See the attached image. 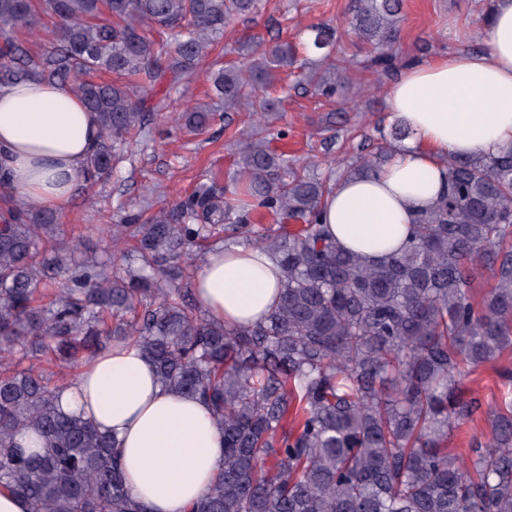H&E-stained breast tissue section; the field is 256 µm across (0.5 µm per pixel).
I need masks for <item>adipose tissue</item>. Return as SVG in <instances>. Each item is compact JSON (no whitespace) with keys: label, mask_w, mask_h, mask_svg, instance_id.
<instances>
[{"label":"adipose tissue","mask_w":512,"mask_h":512,"mask_svg":"<svg viewBox=\"0 0 512 512\" xmlns=\"http://www.w3.org/2000/svg\"><path fill=\"white\" fill-rule=\"evenodd\" d=\"M486 28V50L412 65L390 88L407 142L377 175L341 179L325 200L323 221L345 250L376 259L401 249L416 213L444 190L448 156L512 148V0H492ZM100 136L95 113L71 84L0 87V180L15 196L61 206ZM281 281L267 251L235 245L208 253L194 293L208 318L255 325L274 307ZM59 404L118 441L127 484L146 512H187L220 471L224 437L210 409L166 389L137 346L85 362Z\"/></svg>","instance_id":"adipose-tissue-1"}]
</instances>
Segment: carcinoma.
Here are the masks:
<instances>
[{"instance_id": "1", "label": "carcinoma", "mask_w": 512, "mask_h": 512, "mask_svg": "<svg viewBox=\"0 0 512 512\" xmlns=\"http://www.w3.org/2000/svg\"><path fill=\"white\" fill-rule=\"evenodd\" d=\"M258 0H0V87L33 76L74 86L103 136L81 175L109 180L164 107L147 92L193 70ZM401 0H351L349 27L373 49L371 66L397 68ZM55 20L56 44L38 56L18 29ZM154 29L157 36L146 34ZM307 48L336 50L334 28H310ZM211 74L209 101L174 118L198 135L246 112L244 148L224 191L201 188L141 223L128 212L106 229L126 262L112 273L79 240L57 238L58 214L8 196L0 217V490L30 512H145L131 494L115 441L59 408L62 388L13 357L61 368L132 343L161 384L199 395L224 434L218 477L191 512H512V391L486 413L487 447L469 462L448 452L455 424L481 408L466 397L464 367L512 348V150L448 158V186L418 213L407 245L381 259L345 251L320 212L332 179L369 175L406 136L324 177L290 166L255 124L256 89L276 90L298 63L285 42L249 43ZM354 66L303 73L326 97ZM271 215L282 221L260 231ZM243 239L277 261L280 302L256 326H227L190 299L204 241ZM492 288L475 305L472 283ZM30 432L34 448L17 436Z\"/></svg>"}]
</instances>
